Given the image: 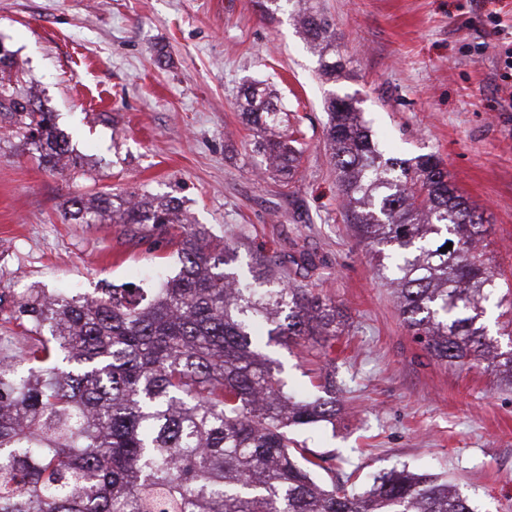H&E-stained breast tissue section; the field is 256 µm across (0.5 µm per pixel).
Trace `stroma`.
Masks as SVG:
<instances>
[{"label":"stroma","mask_w":512,"mask_h":512,"mask_svg":"<svg viewBox=\"0 0 512 512\" xmlns=\"http://www.w3.org/2000/svg\"><path fill=\"white\" fill-rule=\"evenodd\" d=\"M346 66L322 76L289 14L258 0H0L5 68L70 138L79 172L52 170L0 128V296L138 280L172 253L166 235L77 224L63 205L100 191L179 200L217 237L272 257L323 262L315 282L345 333L316 361L272 348L289 393L336 382L334 425L298 432L337 476L369 486L405 466L448 477L479 512H512V389L484 364L451 366L414 341L392 286L340 207L326 100L351 95L389 156L437 154L487 229L484 259L512 282V0H319ZM269 80L298 115L301 178L257 174L237 110L245 82Z\"/></svg>","instance_id":"35a3bbf8"}]
</instances>
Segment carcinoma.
Returning <instances> with one entry per match:
<instances>
[{
  "label": "carcinoma",
  "instance_id": "carcinoma-1",
  "mask_svg": "<svg viewBox=\"0 0 512 512\" xmlns=\"http://www.w3.org/2000/svg\"><path fill=\"white\" fill-rule=\"evenodd\" d=\"M260 6L270 17L293 7L323 75L336 77L342 58L314 0ZM19 83L0 76V119L48 167H66L68 135ZM239 107L256 128V169L295 183L305 142L288 102L259 81ZM326 133L345 220L395 286L415 341L449 365L484 362L512 385V348L500 350L481 322L500 284L477 208L435 154L385 155L353 96L329 98ZM64 215L160 231L177 246V269L91 294L31 288L4 315L23 342L0 351V512H477L448 480L404 467L362 490L317 480L325 456L296 447L292 433L333 423L332 385L298 400L261 353L301 341L325 357L342 335L336 304L297 281L316 268L310 256L278 262L277 278L273 260L251 252L240 272L238 246L213 242L164 196L99 192ZM499 304L512 342V293Z\"/></svg>",
  "mask_w": 512,
  "mask_h": 512
}]
</instances>
